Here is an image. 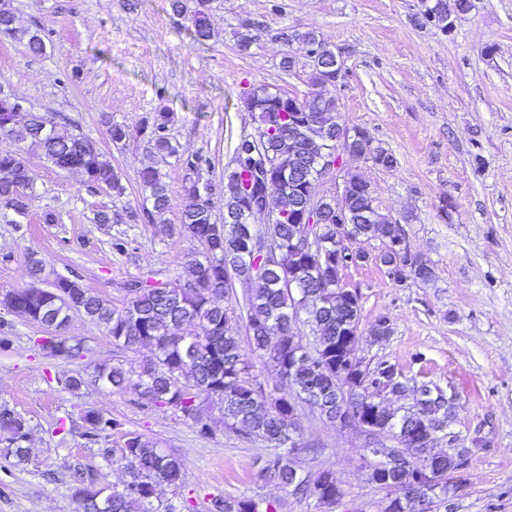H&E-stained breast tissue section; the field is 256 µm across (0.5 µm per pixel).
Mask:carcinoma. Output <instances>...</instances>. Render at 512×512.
<instances>
[{
  "instance_id": "carcinoma-1",
  "label": "carcinoma",
  "mask_w": 512,
  "mask_h": 512,
  "mask_svg": "<svg viewBox=\"0 0 512 512\" xmlns=\"http://www.w3.org/2000/svg\"><path fill=\"white\" fill-rule=\"evenodd\" d=\"M467 0H434L424 23L440 26L448 11H464ZM191 36L202 42L210 38L211 19L204 0H197L191 11ZM0 35L25 40L29 49L40 54L44 40L39 32L24 25L6 5H0ZM297 39L321 49L322 67L313 69L310 92L303 105L308 110V122L288 137V101L282 91L271 92L264 87L253 88L244 98L246 107L259 114V126L266 130L261 154L275 165V172L286 176L272 179L268 187L270 204L283 215L297 209L306 199L308 188L295 185L290 175L296 170H311L314 157L333 144L340 126L336 98L323 91L336 85V53L313 32L297 35ZM14 95L0 85V135L14 139L19 148L0 153V207L27 216L30 185L29 169L23 156L25 146L41 151L43 157L61 171L76 172L86 177V183L108 190L123 201L125 186L112 164L104 158L97 143L83 135L59 130L54 118L28 109L22 119L5 111V104ZM173 114L161 107L144 123L153 153L173 156L176 153L168 137ZM349 148L367 155L373 164L391 169L397 158L374 146L369 132L352 140ZM237 166L224 171V223L215 222L206 192L195 182L185 183L181 208V224L191 238L199 242L204 252L198 257L187 256L180 272L170 280L153 276H133L124 284L126 301L118 309L97 295L91 294L79 281L57 276L47 287L34 285L9 291L0 298V305L19 312L30 321L46 328H62L70 314L80 312L97 321L122 350L151 349L152 357L138 368L122 365L97 369L94 380L119 393L132 391L133 403L143 410L167 407L179 420L191 425L201 435L209 434L210 425L203 416L204 406L218 409L225 428L248 440H259L273 449L261 469V476L277 481L282 489L294 495L322 499L336 495V477L323 472L316 478L301 475L291 465L292 457L308 449L288 445V434L301 435L295 425L293 405L316 393L320 397L315 407L319 415L330 422L336 419V408L356 405L378 421L381 432L399 440L400 424L405 419L415 421L419 429L430 407L423 404L408 415L392 407L377 406L370 396L359 390L346 389V378L336 370V360L355 352L353 337L347 328L361 319L362 305L344 293L345 285L339 269L356 263V257L336 247V211L347 216L349 223L359 227L371 240H393L403 228L391 217L371 209V192L361 177L349 175L353 185L343 200L327 198L321 201L324 223L315 225L318 240L307 253H298L292 240L289 223L274 222L254 225L253 231L280 245L279 263L263 275L250 279L251 288L243 295V313L236 314L224 305L229 294L227 273L249 275L248 267L256 266L254 256L250 266L239 263L244 247L247 225L234 223L245 205L244 197L251 181L256 153L249 144L239 140L234 148ZM139 182L151 206L140 210V220L154 223L171 206L166 182L160 171L146 166L138 172ZM381 265L404 268L403 281L408 286L427 283L434 277L431 265L421 255L412 258L384 251ZM197 326L193 336H184V325ZM310 327L313 342L307 346L298 340L302 326ZM252 346L247 355L241 346V331ZM50 351L66 358L81 356V343L70 344L58 337L48 341ZM261 359L276 371L281 386L267 389L252 375L253 359ZM89 424L87 439L108 442L110 431L119 426L117 420L101 414L85 416ZM0 434L8 442L4 459L21 462L27 450L21 446L29 434L27 422L7 408L0 410ZM121 458L126 462L128 479L122 488L102 484L93 471L75 470L72 475L74 495L83 502L84 512H179L171 502L154 503L156 490L162 485L179 488L182 462L175 454L165 451L143 434H124ZM428 443L408 449L409 473L424 467ZM432 479L438 492L448 496V463L433 466ZM99 490L91 498L81 496L87 485ZM388 512H423L419 495L410 493L405 499L388 498ZM277 501L260 503L251 498L215 500L214 512H278Z\"/></svg>"
}]
</instances>
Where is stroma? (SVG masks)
<instances>
[{"label":"stroma","instance_id":"1","mask_svg":"<svg viewBox=\"0 0 512 512\" xmlns=\"http://www.w3.org/2000/svg\"><path fill=\"white\" fill-rule=\"evenodd\" d=\"M6 2L46 50L36 55L0 37V84L96 141L133 209L146 203L137 174L147 165L161 170L173 207L152 224L122 216L123 203L26 148L29 212L19 219L0 208V292L30 285L32 254L117 307L130 277L173 278L187 254L203 250L180 233L188 177L181 157H210L201 177L213 186L214 218L223 222L224 170L237 138L257 127L243 97L259 85L311 92L308 47L296 35L314 32L344 59L347 77L335 91L341 123L367 129L398 160L385 169L348 157L345 170L371 185L383 214L404 219L412 251L434 268L432 281L410 288L394 286L371 263L345 271L361 294L357 351L389 358L456 399L449 429L469 449L468 466L447 508L435 512H512V0H474L448 33L415 25L425 0H206L213 34L202 43L190 35L189 14L173 12L169 0ZM245 26L258 39L244 54L237 33ZM163 106L174 114L175 158L155 155L141 131ZM112 122L127 130L122 143L109 137ZM48 211L55 223H44ZM99 212L118 220L96 223ZM117 236L128 239L126 254L113 253ZM381 314L394 333L374 345L368 331ZM0 319L10 325V344L0 349V406L30 426L26 461L13 467L0 458V512H82L71 489L77 467L97 470L110 486L125 481L120 457L103 460L86 438L90 411L119 421L110 447L136 431L182 460L181 488L160 491L179 512H208L215 496L321 512L316 498L261 478L268 448L225 430L219 412L209 413L211 432L202 437L170 409L140 410L130 395L91 382L95 365L134 366L149 348L120 350L102 326L76 313L61 335L80 341L85 355L68 359L44 349L45 329L25 316L0 308ZM72 376L84 378L79 390L66 387ZM297 421L314 449L294 463L312 476L335 473L342 496L332 512H384V491L361 471L360 435L308 407Z\"/></svg>","mask_w":512,"mask_h":512}]
</instances>
